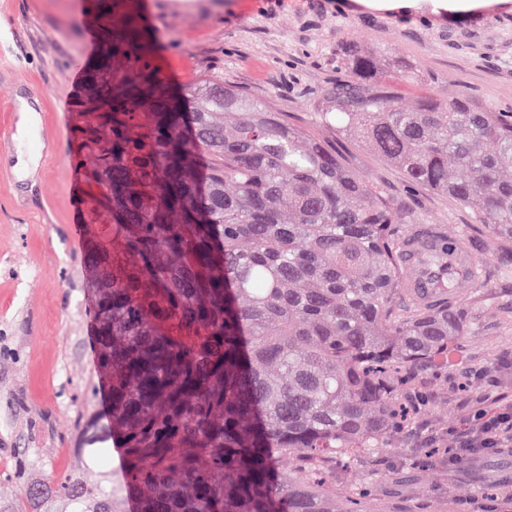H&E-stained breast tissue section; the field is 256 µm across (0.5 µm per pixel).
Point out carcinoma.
Listing matches in <instances>:
<instances>
[{"instance_id":"obj_1","label":"carcinoma","mask_w":512,"mask_h":512,"mask_svg":"<svg viewBox=\"0 0 512 512\" xmlns=\"http://www.w3.org/2000/svg\"><path fill=\"white\" fill-rule=\"evenodd\" d=\"M119 53L141 62L109 43L74 140L96 188L82 271L122 478L29 479L0 512H374L373 485L336 469L386 452L419 372L448 367L471 328L455 276L436 266L438 298H416L402 256L419 219L271 101L209 80L175 93L146 64L113 68ZM343 67L316 123L512 248V112L462 92L405 108L403 70L357 50Z\"/></svg>"}]
</instances>
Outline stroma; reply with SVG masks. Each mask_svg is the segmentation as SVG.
Here are the masks:
<instances>
[{"label":"stroma","mask_w":512,"mask_h":512,"mask_svg":"<svg viewBox=\"0 0 512 512\" xmlns=\"http://www.w3.org/2000/svg\"><path fill=\"white\" fill-rule=\"evenodd\" d=\"M136 37L143 60L169 84L216 80L271 100L278 111L336 147L367 184L401 196L423 223L458 236L481 274L461 285L471 329L452 374L425 371L428 396L416 425L381 458L342 474L371 480L391 512H512V451H478L456 461L412 466L435 436L452 448L479 402L512 408V253L493 246L472 208L408 189L404 173L369 147L319 127L317 104L342 76L344 46L409 67L403 102L464 92L512 112V0H415L390 11L374 0H0V502L22 500L15 477L74 474L89 482L121 473L108 448L90 459L107 429L105 398L93 393L91 288L82 248L70 236L90 192L77 177L73 129L80 85L109 41ZM25 95L37 112L20 132L12 108Z\"/></svg>","instance_id":"obj_1"}]
</instances>
